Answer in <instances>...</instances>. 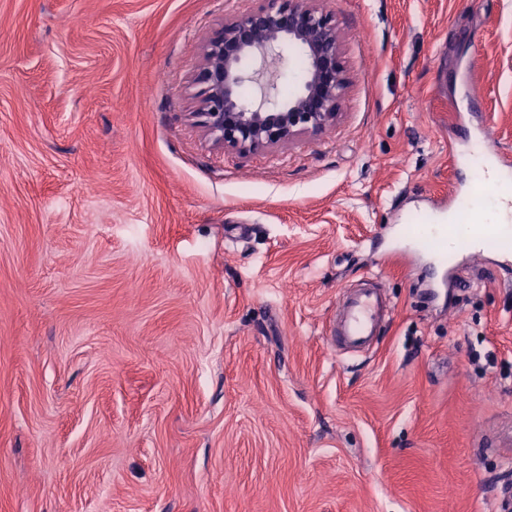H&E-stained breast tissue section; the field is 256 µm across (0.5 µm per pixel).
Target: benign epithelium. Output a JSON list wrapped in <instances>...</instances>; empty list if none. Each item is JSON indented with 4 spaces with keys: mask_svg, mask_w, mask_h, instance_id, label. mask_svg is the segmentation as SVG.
I'll list each match as a JSON object with an SVG mask.
<instances>
[{
    "mask_svg": "<svg viewBox=\"0 0 512 512\" xmlns=\"http://www.w3.org/2000/svg\"><path fill=\"white\" fill-rule=\"evenodd\" d=\"M320 2L265 0L254 11L224 18L205 40L192 75L200 87L192 117L215 146L246 154L336 125L349 80L340 30ZM287 46L301 49L304 75L298 90L283 100L267 74L286 62ZM252 83L263 89L256 105L241 96Z\"/></svg>",
    "mask_w": 512,
    "mask_h": 512,
    "instance_id": "7a95c632",
    "label": "benign epithelium"
}]
</instances>
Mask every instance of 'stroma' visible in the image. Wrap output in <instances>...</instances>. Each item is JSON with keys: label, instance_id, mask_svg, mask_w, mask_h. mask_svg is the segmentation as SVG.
Masks as SVG:
<instances>
[{"label": "stroma", "instance_id": "35a3bbf8", "mask_svg": "<svg viewBox=\"0 0 512 512\" xmlns=\"http://www.w3.org/2000/svg\"><path fill=\"white\" fill-rule=\"evenodd\" d=\"M262 3L0 0V512H498L512 272L398 229L470 135L512 155V0H324L340 120L242 155L191 77ZM371 276L393 315L339 356Z\"/></svg>", "mask_w": 512, "mask_h": 512}]
</instances>
